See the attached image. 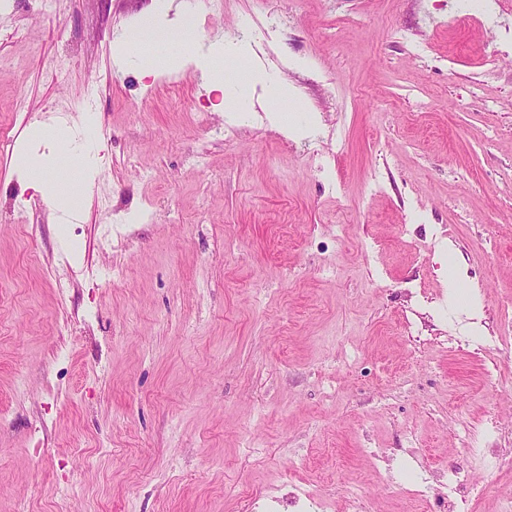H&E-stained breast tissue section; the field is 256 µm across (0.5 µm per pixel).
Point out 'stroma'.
<instances>
[{
    "mask_svg": "<svg viewBox=\"0 0 512 512\" xmlns=\"http://www.w3.org/2000/svg\"><path fill=\"white\" fill-rule=\"evenodd\" d=\"M152 2L0 0V512H349L351 484L417 512L414 468L469 472L497 512L512 0H182L287 84V135L262 83L218 112L198 70L117 69ZM44 126L96 131L65 209L27 185ZM489 419L475 467L460 424Z\"/></svg>",
    "mask_w": 512,
    "mask_h": 512,
    "instance_id": "stroma-1",
    "label": "stroma"
}]
</instances>
